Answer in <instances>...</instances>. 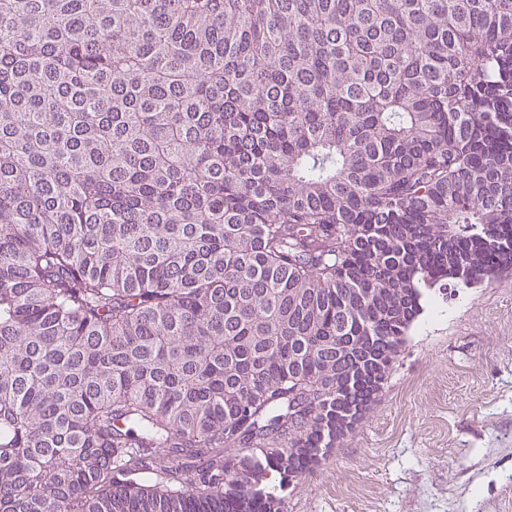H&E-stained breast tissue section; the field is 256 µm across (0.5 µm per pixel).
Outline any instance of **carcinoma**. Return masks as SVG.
Instances as JSON below:
<instances>
[{
  "label": "carcinoma",
  "instance_id": "1",
  "mask_svg": "<svg viewBox=\"0 0 512 512\" xmlns=\"http://www.w3.org/2000/svg\"><path fill=\"white\" fill-rule=\"evenodd\" d=\"M511 264L512 0H0V512H277Z\"/></svg>",
  "mask_w": 512,
  "mask_h": 512
}]
</instances>
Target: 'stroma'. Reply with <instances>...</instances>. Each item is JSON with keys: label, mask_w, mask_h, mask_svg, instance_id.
<instances>
[{"label": "stroma", "mask_w": 512, "mask_h": 512, "mask_svg": "<svg viewBox=\"0 0 512 512\" xmlns=\"http://www.w3.org/2000/svg\"><path fill=\"white\" fill-rule=\"evenodd\" d=\"M283 512H512V267L435 300Z\"/></svg>", "instance_id": "stroma-1"}]
</instances>
